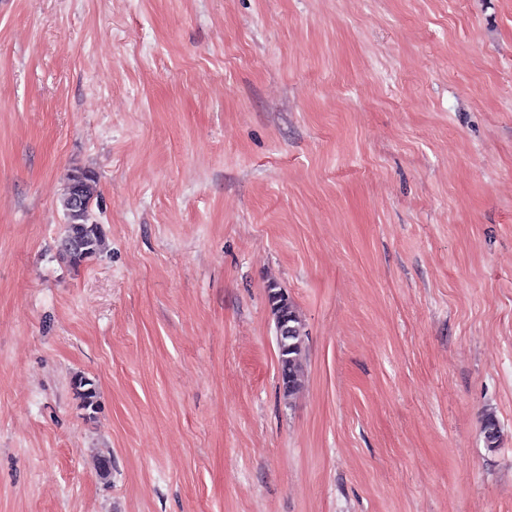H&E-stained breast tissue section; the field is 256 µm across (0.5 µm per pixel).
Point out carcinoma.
Instances as JSON below:
<instances>
[{
	"mask_svg": "<svg viewBox=\"0 0 512 512\" xmlns=\"http://www.w3.org/2000/svg\"><path fill=\"white\" fill-rule=\"evenodd\" d=\"M67 176V191L61 200V207L66 216V232L64 239L75 238L78 240L79 253L70 255L61 253L63 260L77 267L83 261L90 260L101 251L104 242V232L101 225L91 221V209H75L71 206V197L78 194L90 201L98 198L97 177L91 175L77 181L74 174ZM268 302L274 319L284 318L289 327L288 340L284 348L278 350L280 373L282 374V389L286 396L297 392L302 385L301 362L304 355V341L300 332V318L296 306L288 296V293L276 285L268 287ZM77 395L83 402L84 409H96V390L92 381L80 377L74 381ZM483 430L488 447H497L499 428L495 417L491 414L484 419Z\"/></svg>",
	"mask_w": 512,
	"mask_h": 512,
	"instance_id": "obj_1",
	"label": "carcinoma"
}]
</instances>
